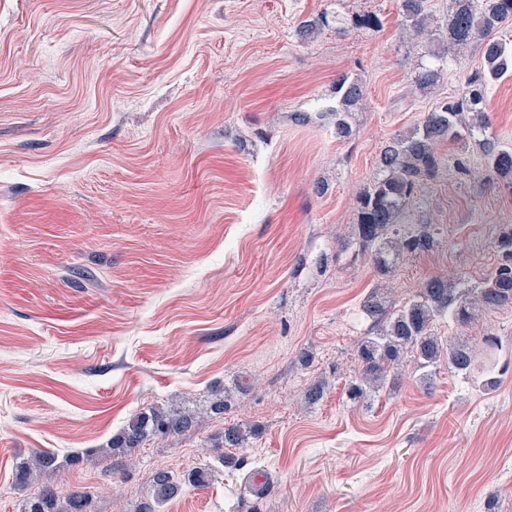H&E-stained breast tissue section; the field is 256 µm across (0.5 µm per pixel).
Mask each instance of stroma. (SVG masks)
Segmentation results:
<instances>
[{
    "label": "stroma",
    "mask_w": 512,
    "mask_h": 512,
    "mask_svg": "<svg viewBox=\"0 0 512 512\" xmlns=\"http://www.w3.org/2000/svg\"><path fill=\"white\" fill-rule=\"evenodd\" d=\"M362 11L382 28L335 27ZM421 52L399 0H0V512H22L32 452L107 447L148 405L198 422L132 451L122 482L94 460L41 483L138 512L156 467L206 462L207 487L159 512H512V311L469 330L501 341L496 388L444 369L426 386L407 363L394 388L346 397L370 292L397 308L434 275L478 282L512 224L481 151L444 144L447 175L403 218L432 225L433 250L384 276L360 250L382 145L481 66L466 53L413 95ZM342 75L366 90L345 139ZM486 99L512 144V73ZM238 422L260 434L233 471L211 448Z\"/></svg>",
    "instance_id": "35a3bbf8"
}]
</instances>
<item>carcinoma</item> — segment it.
Masks as SVG:
<instances>
[{
  "instance_id": "obj_1",
  "label": "carcinoma",
  "mask_w": 512,
  "mask_h": 512,
  "mask_svg": "<svg viewBox=\"0 0 512 512\" xmlns=\"http://www.w3.org/2000/svg\"><path fill=\"white\" fill-rule=\"evenodd\" d=\"M426 0H400L404 29L412 39L425 35L429 16ZM512 22V0H449L445 37L427 50L429 62L420 63L410 83L413 92L426 93L441 78L448 60L470 51L481 55V69L468 76L457 94L443 100L404 132L386 141L377 160L373 181L358 201L356 233L362 251L369 254L376 272L384 275L403 253H423L433 249L436 238L429 230L405 232L401 219L420 193L424 182L445 172L447 160L438 151L442 143L473 142L486 159V175L512 186V146L503 145L488 134L490 118L485 87L512 69V43L497 38L498 30ZM336 137L351 133L348 116L364 99L363 86L347 76L336 79ZM499 262L481 283L463 287L461 282L441 276L428 278L415 295L400 308L385 306L379 291L364 304L373 320L372 332L358 343V366L348 383L347 397L362 403L372 394L393 384L392 373L404 355L412 353L418 380L427 385L440 367L475 380L487 390L496 385L492 366L477 364L478 355L489 356L499 347L495 336H450L434 332L439 321L457 325L459 330L481 314L512 309V225L499 229L494 241ZM196 423L190 414L164 411L154 406L134 414L107 449L112 466L133 448L189 429ZM259 434L255 425L224 429V447L240 448ZM59 466L51 452H39L18 466L16 485L25 489L39 482L41 474ZM209 469L197 467L179 476L167 469L155 472L150 499L139 512L156 508L175 497L182 486L207 484ZM89 494L73 490L62 495L51 486L42 487L26 498L23 512H90Z\"/></svg>"
}]
</instances>
